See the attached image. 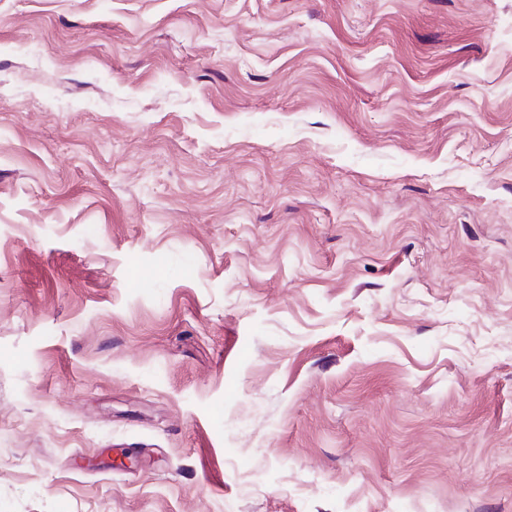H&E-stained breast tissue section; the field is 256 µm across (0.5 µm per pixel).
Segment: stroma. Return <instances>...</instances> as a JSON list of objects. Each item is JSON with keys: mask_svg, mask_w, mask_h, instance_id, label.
<instances>
[{"mask_svg": "<svg viewBox=\"0 0 512 512\" xmlns=\"http://www.w3.org/2000/svg\"><path fill=\"white\" fill-rule=\"evenodd\" d=\"M0 512H512V0H0Z\"/></svg>", "mask_w": 512, "mask_h": 512, "instance_id": "obj_1", "label": "stroma"}]
</instances>
